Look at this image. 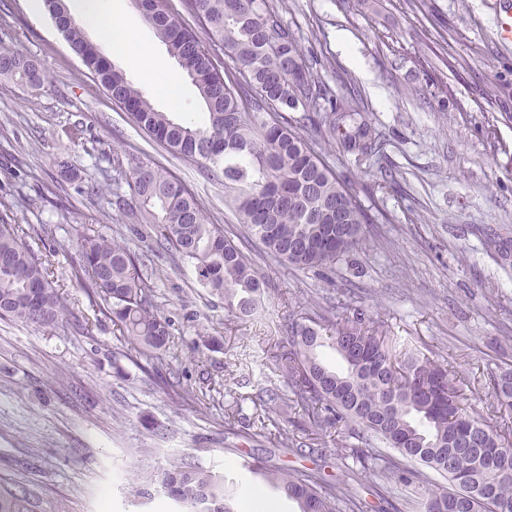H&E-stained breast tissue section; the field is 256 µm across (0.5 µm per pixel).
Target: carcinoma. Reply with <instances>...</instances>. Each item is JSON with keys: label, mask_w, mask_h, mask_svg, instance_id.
<instances>
[{"label": "carcinoma", "mask_w": 512, "mask_h": 512, "mask_svg": "<svg viewBox=\"0 0 512 512\" xmlns=\"http://www.w3.org/2000/svg\"><path fill=\"white\" fill-rule=\"evenodd\" d=\"M184 3L209 34V45L170 10L169 0H149L143 17L196 88L207 114L203 125L158 110L75 23L67 0H45L72 50L112 100L169 152L201 164L208 177H224L225 202L270 253L303 270L335 265L363 244L366 225L374 220L352 193L350 177L335 172L324 148L305 135V125L341 133L345 150L361 161L381 151L366 114L321 84L269 0ZM225 54L234 63L231 70L221 69ZM45 78L37 61L0 47V79L39 88ZM114 182L127 186V193H115L116 207L134 204L156 243L190 264L198 283L224 299L227 312L243 318L259 310L265 279L218 225L208 223L180 179L142 165L119 172ZM19 228L0 216V319L55 328L67 316L68 301ZM74 275L88 296L106 303L119 330L142 351L166 347L171 320L152 300L129 247L102 236L82 237ZM283 335L289 351L280 363L315 434L342 423L361 440L358 447L334 439L339 456L355 458L364 469L373 459L379 473L404 475L396 461L367 452L382 443L439 474L448 487L426 482L423 512H512V429L467 405L458 373L407 346L389 347L360 308H349L339 323L325 316L293 321ZM324 347L336 352L342 369L322 359ZM490 387L500 409L512 411V366L492 374ZM256 476L295 500L300 512L361 509L359 501L310 475L265 467ZM158 482L183 512H237L239 480L228 473L185 463L159 474ZM0 512H29L25 492L0 485Z\"/></svg>", "instance_id": "carcinoma-1"}]
</instances>
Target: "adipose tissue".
Masks as SVG:
<instances>
[{
  "label": "adipose tissue",
  "instance_id": "ef3b65f1",
  "mask_svg": "<svg viewBox=\"0 0 512 512\" xmlns=\"http://www.w3.org/2000/svg\"><path fill=\"white\" fill-rule=\"evenodd\" d=\"M70 10L78 25L92 30L96 39L113 52L139 59L159 93L171 103H178L179 75L161 63L153 45L123 20L117 0H71Z\"/></svg>",
  "mask_w": 512,
  "mask_h": 512
}]
</instances>
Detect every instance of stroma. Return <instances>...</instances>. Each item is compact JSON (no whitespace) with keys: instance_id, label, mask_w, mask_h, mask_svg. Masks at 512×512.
Returning a JSON list of instances; mask_svg holds the SVG:
<instances>
[{"instance_id":"stroma-1","label":"stroma","mask_w":512,"mask_h":512,"mask_svg":"<svg viewBox=\"0 0 512 512\" xmlns=\"http://www.w3.org/2000/svg\"><path fill=\"white\" fill-rule=\"evenodd\" d=\"M322 84L357 104L383 152L329 164L374 219L362 249L329 269L267 253L224 202V183L164 149L109 98L48 14L0 0V45L46 69L43 87L0 81V213L41 254L70 315L55 329L0 320V481L31 512H174L157 477L187 462L238 472L239 456L322 477L367 512H416V487L341 460L291 402L280 323L362 306L388 336L452 365L471 406L512 362V46L495 23L512 0H270ZM348 33L354 52L336 47ZM186 183L265 278L263 321L228 315L193 268L117 209L114 161ZM96 184L101 194L88 195ZM126 243L172 321L166 348L133 349L72 274L82 235ZM267 420L268 437L256 436Z\"/></svg>"}]
</instances>
